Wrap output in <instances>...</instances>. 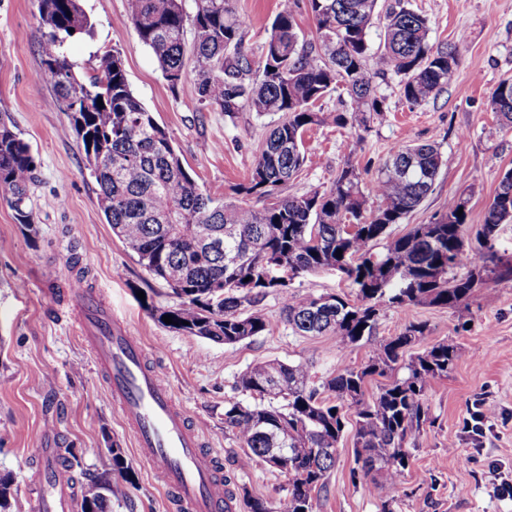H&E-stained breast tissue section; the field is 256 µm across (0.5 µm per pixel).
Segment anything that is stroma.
<instances>
[{
    "mask_svg": "<svg viewBox=\"0 0 512 512\" xmlns=\"http://www.w3.org/2000/svg\"><path fill=\"white\" fill-rule=\"evenodd\" d=\"M280 0H231L248 22L243 50L260 60ZM429 20L431 43L457 45L454 83L437 97L413 105L400 79L375 81L387 110L358 133L333 121L304 136L305 163L287 194L330 188L346 166L362 171L367 211L380 201L372 185L379 163L396 145H440L448 163L421 206L403 223L400 235L445 212L453 195L467 198L465 238L479 249L485 212L499 181L512 168V129L501 127L490 108L498 84L512 79V0H410ZM95 25L93 38L71 39L67 55L81 80L94 74L101 58L119 49L134 95L152 113L177 147L201 188L225 201L262 209L256 196H238L272 122L243 109L233 116L213 111L197 96L193 75L170 89L149 49L126 13L125 0H81ZM40 18L36 0H0V113L11 121L36 160L30 193L33 228L17 223L0 201V473L11 474L16 493L11 512H33L31 495L40 479L32 454L45 435L69 449L80 463V483L112 475L111 444L123 448L131 481L112 500V512H171L170 500L149 477L135 453L130 432L94 360L82 344L73 294L97 293L126 321L144 348L146 365L171 388L176 404L204 429L203 449L223 475L236 512L248 500L274 503L287 484L265 463L246 461L224 431V402L235 395L239 375L267 360L307 363L317 376L340 366L361 365L408 322L427 331L410 347L423 352L442 341L455 342L461 357L447 378L426 395L428 421L410 440L412 456L403 490L390 493L384 482H353L352 434L340 441L316 512H512V498L500 496L487 477L496 463L512 479V278L476 288L465 309L427 305L382 307L376 334L340 349L330 336H299L287 322L279 295L257 306L268 329L225 345L163 327L147 305L173 307L177 297L150 275L113 235L98 202V187L85 167L84 153L68 113L52 106L53 92L41 78ZM300 295H352L343 274L325 270L294 279ZM487 422L480 440L464 430L475 405Z\"/></svg>",
    "mask_w": 512,
    "mask_h": 512,
    "instance_id": "stroma-1",
    "label": "stroma"
}]
</instances>
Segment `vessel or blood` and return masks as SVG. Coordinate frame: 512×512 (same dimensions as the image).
<instances>
[{
	"label": "vessel or blood",
	"mask_w": 512,
	"mask_h": 512,
	"mask_svg": "<svg viewBox=\"0 0 512 512\" xmlns=\"http://www.w3.org/2000/svg\"><path fill=\"white\" fill-rule=\"evenodd\" d=\"M74 298L83 340L134 435L137 454L178 512H233L215 459L202 450L200 426L187 422L168 385L145 365L140 340L100 296L81 289ZM34 454L43 478L35 512H70L73 489L61 472L57 448L45 441Z\"/></svg>",
	"instance_id": "vessel-or-blood-1"
}]
</instances>
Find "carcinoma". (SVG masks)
Here are the masks:
<instances>
[{
	"instance_id": "cac0c4a2",
	"label": "carcinoma",
	"mask_w": 512,
	"mask_h": 512,
	"mask_svg": "<svg viewBox=\"0 0 512 512\" xmlns=\"http://www.w3.org/2000/svg\"><path fill=\"white\" fill-rule=\"evenodd\" d=\"M37 2L42 78L52 87L56 107L71 100V121L106 222L137 262L180 298L174 307L147 306L159 324L169 315L170 329L235 344L267 331L265 318L246 309L276 292L297 335H329L349 348L374 335L384 304L457 308L483 279L512 274V262L496 256L487 242L512 220V182L499 183L487 208L486 254L467 244L468 213L457 215L467 200L460 196L449 199L434 221L392 234V226L403 223L434 190L445 164L435 143L410 142L389 152L373 184L381 206L369 218L363 216L360 173L352 167L326 191L277 195L303 167L304 133L326 120L313 107L327 93L345 88L349 104L333 121L359 131L371 114L385 111L376 76L401 77L411 104L452 84L459 66L456 48L430 42L428 20L409 0H394L386 10L375 53L368 30L377 0H307L317 32V44L309 46L300 43L297 30L299 0L283 2L258 63L242 51L247 24L230 0H197L191 17L182 0H126L140 42L156 57L171 89L190 71L200 99L224 114L247 107L278 116L247 183L236 188L238 194L269 199L261 210L226 204L197 185L165 129L131 91L119 51L101 60L100 73L89 83L79 81L65 44L93 36L94 24L80 0ZM188 24L194 32L190 46L184 38ZM490 107L502 125L512 127L511 80L497 86ZM35 170L30 146L0 117V200L27 227L34 224ZM379 244L383 251L376 253ZM461 265L472 266L470 274H454ZM323 269L344 274L356 300L336 295L332 304L320 305L315 296L290 291L288 273L296 278ZM425 331L426 324L408 322L365 365H344L317 383L303 362L266 361L239 376L235 390L253 402H225L224 430L246 460L259 459L287 479L274 509L252 499L250 512H315L348 426L358 463L351 478L373 481L382 473L392 493L401 491L409 440L426 421V392L448 377L460 353L457 344L443 341L407 355ZM388 374L390 381L365 399L367 380ZM271 448L285 449L282 462L268 453ZM120 494L112 480H99L81 493L80 512H108L112 496Z\"/></svg>"
}]
</instances>
